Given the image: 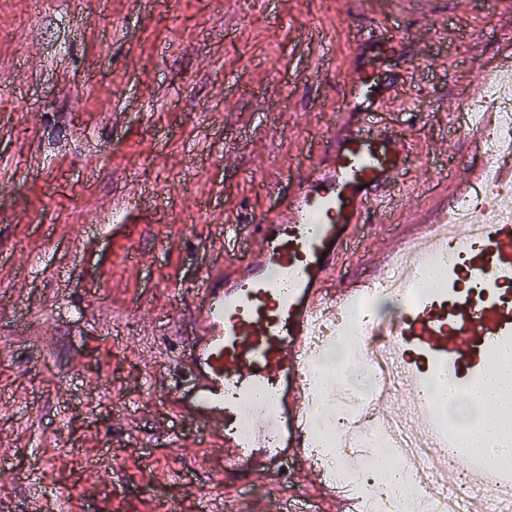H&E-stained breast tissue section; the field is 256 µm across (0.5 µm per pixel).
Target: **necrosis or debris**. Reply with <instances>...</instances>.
I'll use <instances>...</instances> for the list:
<instances>
[{"mask_svg": "<svg viewBox=\"0 0 512 512\" xmlns=\"http://www.w3.org/2000/svg\"><path fill=\"white\" fill-rule=\"evenodd\" d=\"M490 109L499 114L485 155V171L491 176L500 163L512 161V89L493 81L486 84L481 96L465 104L469 113ZM377 303L374 297L362 299L354 305L345 324L321 328L315 338L320 360H327L333 351L344 346L353 352L361 349L372 324L381 319ZM370 367L372 373L365 392L343 385L336 392L332 415L326 418L315 413L313 461L337 486L359 497L363 512H439L432 484L447 459L445 449H418L422 464L406 473V492L401 496L383 487L380 474L364 454L365 449L373 448L390 461L398 459L392 436L371 403L379 392L392 387L394 370L382 357L371 359Z\"/></svg>", "mask_w": 512, "mask_h": 512, "instance_id": "obj_1", "label": "necrosis or debris"}]
</instances>
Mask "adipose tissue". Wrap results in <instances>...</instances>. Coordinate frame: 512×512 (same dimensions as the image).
I'll list each match as a JSON object with an SVG mask.
<instances>
[{
	"label": "adipose tissue",
	"mask_w": 512,
	"mask_h": 512,
	"mask_svg": "<svg viewBox=\"0 0 512 512\" xmlns=\"http://www.w3.org/2000/svg\"><path fill=\"white\" fill-rule=\"evenodd\" d=\"M447 402L459 413L458 445L490 461L502 457L498 442H512V359L498 361L491 371L471 379L466 389H453Z\"/></svg>",
	"instance_id": "1"
}]
</instances>
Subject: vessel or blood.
Returning <instances> with one entry per match:
<instances>
[{
  "label": "vessel or blood",
  "instance_id": "1",
  "mask_svg": "<svg viewBox=\"0 0 512 512\" xmlns=\"http://www.w3.org/2000/svg\"><path fill=\"white\" fill-rule=\"evenodd\" d=\"M497 23L499 49L511 53L512 0H504ZM355 42L356 66L341 86L346 119L335 139L273 214L252 218L250 237H243L238 221L226 219L225 250L244 247L250 257L206 271L194 297L195 334L177 355L188 379L168 396L175 422L191 425L220 448L226 493L257 481L294 482L298 490L283 500L284 512H306L310 491L328 512H356L311 460L314 406L306 376L317 362L312 338L325 324L346 322L352 304L387 282L391 269L405 271L426 259L439 226L448 221L445 208L436 217L414 219L402 252L371 256L372 275L337 276L343 257L361 250L364 215L393 223L401 204L392 190L421 154L410 137L394 138L378 128V114L394 93L383 63L403 52L402 40L380 24L358 29ZM481 235L460 273L469 288L463 298L452 304L447 294L427 295L405 320L385 321L374 331L403 393L399 404L393 393L378 396L375 410L402 424L398 444L409 465L418 462L416 448H445L449 441L435 406L421 395L431 376L404 356V337L443 370L465 365L479 373L492 365L497 348L512 347V222L482 225ZM231 390L249 404L242 429L231 425L238 405L224 401ZM268 391L275 394L271 406L262 399ZM468 471L494 492L497 512H512V473L481 458L469 459Z\"/></svg>",
  "mask_w": 512,
  "mask_h": 512
}]
</instances>
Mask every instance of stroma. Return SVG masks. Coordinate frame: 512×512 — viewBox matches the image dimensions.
<instances>
[{
	"label": "stroma",
	"instance_id": "obj_1",
	"mask_svg": "<svg viewBox=\"0 0 512 512\" xmlns=\"http://www.w3.org/2000/svg\"><path fill=\"white\" fill-rule=\"evenodd\" d=\"M0 0V512H199L220 460L166 398L225 217L274 210L336 130L352 28L407 30L380 127L450 145L404 172V210L473 162L450 110L493 71L497 0ZM452 28L454 40L437 36ZM70 452L66 466L38 456Z\"/></svg>",
	"mask_w": 512,
	"mask_h": 512
}]
</instances>
